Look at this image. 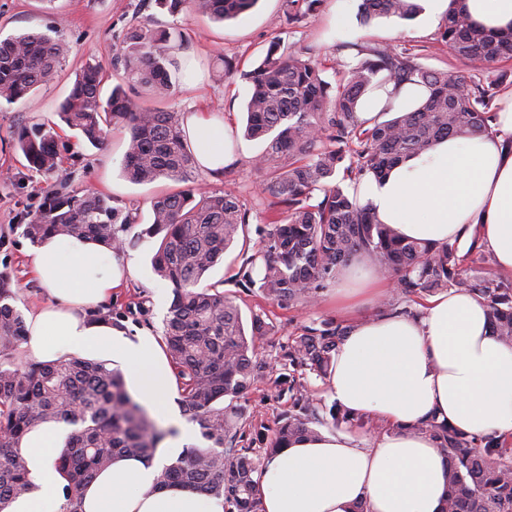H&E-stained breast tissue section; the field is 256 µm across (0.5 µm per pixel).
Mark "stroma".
<instances>
[{
    "label": "stroma",
    "instance_id": "obj_1",
    "mask_svg": "<svg viewBox=\"0 0 512 512\" xmlns=\"http://www.w3.org/2000/svg\"><path fill=\"white\" fill-rule=\"evenodd\" d=\"M361 2L323 0L315 15L296 26L280 28L276 22L284 12L285 0H258L246 14L222 23L190 11L169 16L158 9L154 0H0L1 38L53 30L70 47L65 61L44 85L23 100L0 104V269L12 271L20 286L15 307L26 313L43 299L42 289L32 274L35 246L23 230L49 187L64 182L72 189H92L110 195L118 206L136 204L139 225L143 228L151 222L152 200L178 188L177 183L168 180L151 184L129 182L122 168L127 135L120 130L112 132L105 144L97 148L87 143L77 144L74 131L61 128L58 147L69 150L71 156L64 159L60 171L54 175L32 171L13 140L14 131L20 127L57 122L58 105L69 94L84 66L95 61L110 66L122 29L132 16H154L184 35L182 44L174 51L178 68L171 108L178 112L218 111L233 126L239 148L237 162L224 178L215 181L203 173L199 181L239 199L249 212L246 236L254 243L259 239L260 229L267 225L272 199L261 192L258 174L252 166L263 145L243 135L250 86L241 73L264 56L274 36H281L292 48L310 50L320 60L346 58V46L352 42H382L417 53L420 63L427 68L464 76L472 72L470 63L436 44L443 18H431L423 10L409 21L383 18L366 26L359 17ZM220 54L239 67V75L224 79L217 75L213 63ZM192 62L202 72V80L196 85L189 82L187 75ZM159 243V238L147 237L127 248V255L137 263V272L127 283L114 288L107 302L114 321L131 336L141 331L159 337L164 334L172 292L151 266V257ZM241 254L240 244H233L223 261L211 270L208 280L221 283L224 293L235 297L243 318L262 313L273 323L276 334L261 347L267 361L280 358L281 344L300 335L304 326L335 320L336 311L329 302L335 280L326 282L313 307L281 308L270 304L258 289L241 287ZM240 404L251 417L252 425L244 437L249 443L255 441L257 430L271 426L279 413L287 410L288 399L268 382L260 381L250 388Z\"/></svg>",
    "mask_w": 512,
    "mask_h": 512
}]
</instances>
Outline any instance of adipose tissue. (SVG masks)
<instances>
[{
	"label": "adipose tissue",
	"instance_id": "adipose-tissue-1",
	"mask_svg": "<svg viewBox=\"0 0 512 512\" xmlns=\"http://www.w3.org/2000/svg\"><path fill=\"white\" fill-rule=\"evenodd\" d=\"M425 87L386 84L365 96L358 116L377 118L386 103L411 110ZM491 133L448 138L412 156L381 180L365 177L361 203L381 223L406 238L442 244L465 239L472 228L499 270L512 274V93L496 106ZM183 127L199 145L196 159L212 178L233 162L231 130L223 116L188 112ZM46 301L29 313L26 353L41 361L63 355L121 363L133 392L156 418L181 434L159 448L151 463L115 459L83 490L78 512H224L223 500L155 479L169 455L190 437L168 405L175 387L160 341L150 333L91 321L86 307L108 298L135 262L101 243L54 236L33 259ZM392 285L376 262L362 257L348 267L331 293L348 334L327 380L340 406L374 414L389 433L363 441L345 431L292 442L268 456L253 478L263 512H443L448 467L434 441L416 426L429 416L471 435L512 434V343L493 334L483 299L468 294L434 296L416 316L365 314ZM65 426L33 433L22 449L38 492L16 499L8 512H68L55 467Z\"/></svg>",
	"mask_w": 512,
	"mask_h": 512
}]
</instances>
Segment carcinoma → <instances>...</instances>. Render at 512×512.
<instances>
[{
  "label": "carcinoma",
  "mask_w": 512,
  "mask_h": 512,
  "mask_svg": "<svg viewBox=\"0 0 512 512\" xmlns=\"http://www.w3.org/2000/svg\"><path fill=\"white\" fill-rule=\"evenodd\" d=\"M322 0H286L279 24L293 26L315 14ZM256 0H156L171 16L192 10L213 20L237 18ZM363 23L378 18L410 20L416 0H363ZM181 34L152 18L125 25L112 67L123 83L102 95L101 66L89 64L60 106V119L86 141L102 145L117 125L128 130L126 177L135 184L160 179L186 182L197 160L182 131V113L164 106L173 95V49ZM437 42L457 58L480 68L512 61V31L475 22L462 0H449ZM356 62L325 65L302 50L283 48L275 38L262 60L243 78L251 85L245 132L263 142L252 165L262 190L274 198L268 229L244 258V285L280 307L313 304L337 270L367 254L395 275L394 294L407 301L437 290L484 299L494 334L512 342V282L488 272L470 274L485 260L479 229L466 247L430 244L399 237L380 223L342 182L355 188L367 175L381 179L402 159L420 154L443 138L491 132L500 83L422 67L412 53L389 44H354ZM69 54L61 40L45 33L0 39V102L18 101L49 78ZM418 80L429 92L413 111L389 103L385 119L370 128L359 121L360 100L373 88ZM56 125L20 129L16 147L29 167L43 174L59 171ZM341 180H336L338 172ZM152 223L130 235L139 207H118L91 190L52 189L42 210L25 225L24 235L39 243L50 235L87 236L120 254L140 235H162L152 258L156 274L168 281L173 299L165 322L164 346L181 389L184 415L199 426L203 445L186 447L158 474L156 488L180 484L224 499V512H262L252 479L267 455L300 437L319 433L325 410L309 393L304 376H329L336 351L347 335L341 323L307 326L283 347L282 372L258 357L260 344L275 335L274 325L253 314L245 325L240 307L218 284H202L205 274L248 224L238 198L200 184L156 197ZM19 285L0 271V512L35 490L22 457L31 433L52 423L71 427L56 466L65 479L62 495L75 500L113 458L150 461L168 431L155 425L128 390L123 373L105 361L62 356L42 362L26 357L23 318L11 301ZM288 385V410L272 428L270 447L242 444L251 425L236 405L259 380ZM328 410L332 425L371 422L338 404ZM432 437L449 462L445 512H512V445L499 437H476L432 416L417 426Z\"/></svg>",
  "instance_id": "obj_1"
}]
</instances>
